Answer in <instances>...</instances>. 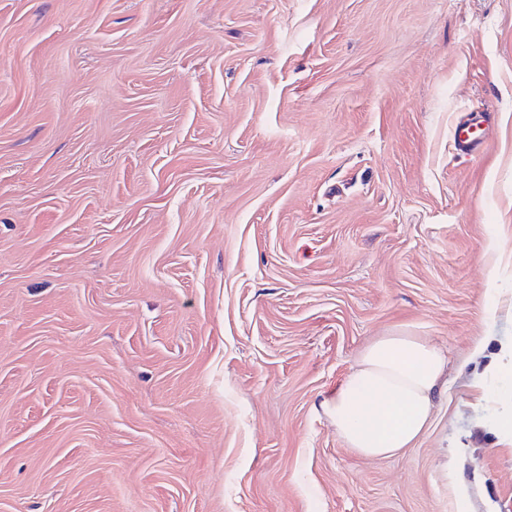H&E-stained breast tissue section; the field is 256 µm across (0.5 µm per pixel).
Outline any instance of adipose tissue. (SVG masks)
I'll list each match as a JSON object with an SVG mask.
<instances>
[{
    "label": "adipose tissue",
    "instance_id": "1",
    "mask_svg": "<svg viewBox=\"0 0 512 512\" xmlns=\"http://www.w3.org/2000/svg\"><path fill=\"white\" fill-rule=\"evenodd\" d=\"M446 368L444 353L428 339L392 332L363 348L321 409L346 447L364 457L388 456L430 426Z\"/></svg>",
    "mask_w": 512,
    "mask_h": 512
}]
</instances>
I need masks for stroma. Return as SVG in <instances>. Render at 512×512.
I'll use <instances>...</instances> for the list:
<instances>
[{
	"mask_svg": "<svg viewBox=\"0 0 512 512\" xmlns=\"http://www.w3.org/2000/svg\"><path fill=\"white\" fill-rule=\"evenodd\" d=\"M400 329L447 384L370 459L320 403ZM482 338L512 0H0V512H512ZM474 113V112H473ZM467 116V119L460 120L454 131V142L456 148L465 155H472L480 151L483 146L481 136L482 127L487 122L490 112H475Z\"/></svg>",
	"mask_w": 512,
	"mask_h": 512,
	"instance_id": "1",
	"label": "stroma"
}]
</instances>
